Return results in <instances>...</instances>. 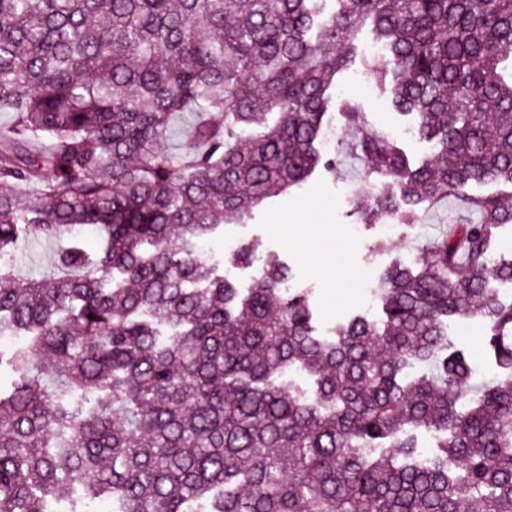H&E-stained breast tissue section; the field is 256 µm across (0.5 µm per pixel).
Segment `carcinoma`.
Returning a JSON list of instances; mask_svg holds the SVG:
<instances>
[{
    "label": "carcinoma",
    "mask_w": 512,
    "mask_h": 512,
    "mask_svg": "<svg viewBox=\"0 0 512 512\" xmlns=\"http://www.w3.org/2000/svg\"><path fill=\"white\" fill-rule=\"evenodd\" d=\"M367 26L386 52L369 70L432 144L419 166L351 105L323 153ZM506 60L512 0H0V512L77 487L113 512H512V301L487 288L512 281L490 248L512 194H466L512 185ZM342 154L380 183L363 224L453 199L478 218L388 267L382 318L321 334L287 265L243 295L254 247L203 246ZM59 238L63 275L14 277L21 246ZM450 317L484 325L481 386ZM418 429L438 436L424 461Z\"/></svg>",
    "instance_id": "obj_1"
}]
</instances>
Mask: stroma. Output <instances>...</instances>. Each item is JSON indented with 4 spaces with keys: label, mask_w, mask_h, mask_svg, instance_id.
Listing matches in <instances>:
<instances>
[{
    "label": "stroma",
    "mask_w": 512,
    "mask_h": 512,
    "mask_svg": "<svg viewBox=\"0 0 512 512\" xmlns=\"http://www.w3.org/2000/svg\"><path fill=\"white\" fill-rule=\"evenodd\" d=\"M376 41L370 30H363L356 42L357 57L352 67L336 77V93L340 98L355 103L373 127L397 131L412 126L411 118L398 114L391 106L388 91L378 83L362 88L355 79L364 73V63L372 59ZM354 183L355 195L371 192L372 181L363 176L345 175L338 179L317 171L300 188L269 198L256 207L242 224H228L222 235L212 239L207 247L215 259L228 257L241 244L252 242L259 257L276 256L291 270L290 284L308 289L319 332L332 330L337 324L365 313L366 294L380 285L383 269L404 252L428 247L432 239L449 222L452 205H445L423 223L405 228L397 226L387 233L382 224H364L359 237H351V201H337L342 183ZM328 224L332 233L324 236L314 253H307L288 235L289 224ZM323 258L335 266L337 272L349 273L345 286L329 287L327 281L314 270L316 258Z\"/></svg>",
    "instance_id": "35a3bbf8"
}]
</instances>
